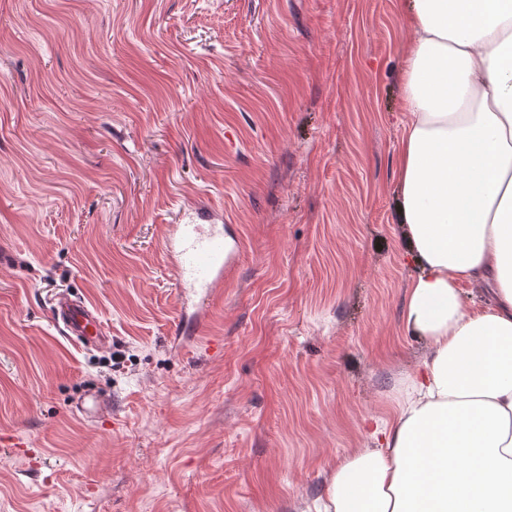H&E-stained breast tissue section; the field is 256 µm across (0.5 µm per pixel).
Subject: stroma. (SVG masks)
Wrapping results in <instances>:
<instances>
[{"mask_svg": "<svg viewBox=\"0 0 512 512\" xmlns=\"http://www.w3.org/2000/svg\"><path fill=\"white\" fill-rule=\"evenodd\" d=\"M409 38L404 0H0V512H316L425 351ZM199 205L242 253L176 337L161 239ZM63 290L108 348L55 324ZM78 411L86 418L101 419L108 410V402L96 392H87L77 402Z\"/></svg>", "mask_w": 512, "mask_h": 512, "instance_id": "1", "label": "stroma"}]
</instances>
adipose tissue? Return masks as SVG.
I'll return each mask as SVG.
<instances>
[{
    "mask_svg": "<svg viewBox=\"0 0 512 512\" xmlns=\"http://www.w3.org/2000/svg\"><path fill=\"white\" fill-rule=\"evenodd\" d=\"M405 16L397 219L426 352L324 512H512V0H407Z\"/></svg>",
    "mask_w": 512,
    "mask_h": 512,
    "instance_id": "1",
    "label": "adipose tissue"
}]
</instances>
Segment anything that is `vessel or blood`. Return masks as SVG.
<instances>
[{"mask_svg": "<svg viewBox=\"0 0 512 512\" xmlns=\"http://www.w3.org/2000/svg\"><path fill=\"white\" fill-rule=\"evenodd\" d=\"M161 247L174 270L181 293L195 296L191 313L183 315L175 327L185 333L201 321L209 305L223 295V288L239 260L242 245L232 241L221 224L212 223L209 213L195 211L187 222L169 225ZM53 318L63 332L79 344L106 347L111 339L95 310L84 302L58 297L52 304ZM85 417H105L108 403L99 394L85 393L77 403Z\"/></svg>", "mask_w": 512, "mask_h": 512, "instance_id": "1", "label": "vessel or blood"}]
</instances>
